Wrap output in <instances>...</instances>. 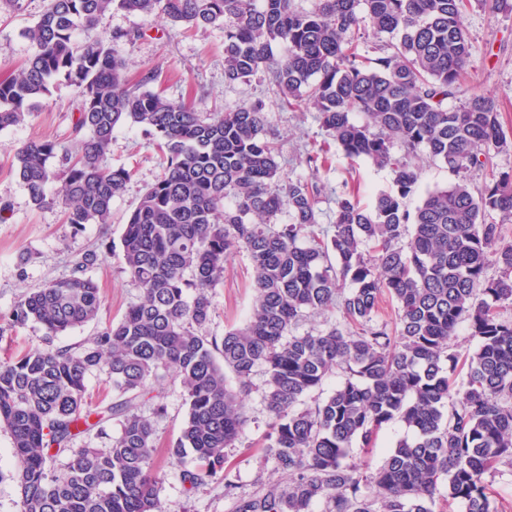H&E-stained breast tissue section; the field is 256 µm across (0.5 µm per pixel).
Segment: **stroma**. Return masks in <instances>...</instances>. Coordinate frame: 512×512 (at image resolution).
<instances>
[{
  "label": "stroma",
  "instance_id": "stroma-1",
  "mask_svg": "<svg viewBox=\"0 0 512 512\" xmlns=\"http://www.w3.org/2000/svg\"><path fill=\"white\" fill-rule=\"evenodd\" d=\"M43 8L44 0H21L17 10L0 8V78L32 54L34 46L25 31ZM463 24L473 45L472 67L459 93L448 104L458 106L475 92L495 96L500 105V121L512 139V14L491 16L472 7L465 12ZM97 30L104 34L138 32V39L117 42L114 50L127 61L129 76L157 70L154 88L169 98L189 101L200 94L204 97L203 109L223 112L261 103L268 129L280 144L279 162L284 176L313 180L324 187L318 203L319 229L328 228L336 198L347 189H354L366 204L376 192L390 187L389 170L342 155L321 129L314 109L282 108L277 88L260 76L246 82H226L223 27L188 31L153 16L114 10L100 19ZM75 118L73 89L62 83L53 86L50 95L39 101L22 125L0 131V199L11 204L8 220L0 223V313L7 312L23 291L68 276L80 252L119 242L124 217L162 171L164 160L153 141L140 129L124 126L116 131L105 159L106 165L123 167L131 173L125 193L112 204L111 224H88L77 231L64 224L61 205L35 207L11 169L15 152L24 142L38 138L70 145ZM321 148L327 151V163L316 169L308 167L307 154ZM90 275L98 283L103 299L98 316L83 327L55 337L56 346L83 344L101 327L119 320L128 306L140 298V289L131 282L117 255L107 254ZM211 295L214 312L207 326L208 335L223 336L225 330L246 322L253 309L255 290L253 267L245 252L229 258L224 278ZM252 383L245 405L246 424L235 447L226 451L237 485L231 495L216 483L187 491L181 472L194 467L193 457L174 461L166 454L187 411L180 386L166 382L159 393L141 403L140 414L153 419L156 426L155 464L162 477L160 501L164 512H233L237 496L252 493L262 485L287 484V477L259 454L270 422L263 403L264 371H256ZM20 499V486L14 477L12 437L1 428L0 512H19Z\"/></svg>",
  "mask_w": 512,
  "mask_h": 512
}]
</instances>
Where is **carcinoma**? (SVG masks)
Returning a JSON list of instances; mask_svg holds the SVG:
<instances>
[{
    "instance_id": "cac0c4a2",
    "label": "carcinoma",
    "mask_w": 512,
    "mask_h": 512,
    "mask_svg": "<svg viewBox=\"0 0 512 512\" xmlns=\"http://www.w3.org/2000/svg\"><path fill=\"white\" fill-rule=\"evenodd\" d=\"M474 4L512 11V0H313L309 10L293 0H45L27 32L33 53L0 79V131L24 123L57 82L74 88L77 117L63 168L52 166L53 139L18 148L14 172L31 203H61L76 230L111 223L130 172L102 161L127 123L153 140L165 166L120 239L124 270L141 290L121 320L77 347L53 343L99 313L100 289L87 275L99 264L96 249L0 314L11 328L44 331L43 346L0 363V426L12 437L20 512H162L156 430L137 408L168 376L187 405L168 454L197 462L183 484L191 491L220 479L234 488L224 449L241 434L260 367L271 418L262 457L288 485L241 496L234 512H312L316 501L322 512H433L442 485L466 512H494L487 477L512 467V320L499 312L512 306V242L501 244L502 225L512 223V173L472 191L508 144L499 106L473 94L448 108L471 64L461 16ZM113 8L187 28L224 25L225 80L268 75L287 106L315 108L345 157L389 169L391 189L369 204L339 196L331 234L319 236L322 188L283 180L261 106L201 112L154 90V71L131 80L112 43L135 35H86ZM367 24L398 42L367 57ZM274 43L286 46L284 58H274ZM421 152L455 181L411 212L404 199L418 184ZM285 209L291 223L277 228ZM492 213L499 222L485 221ZM240 251L255 271L256 303L243 327L217 339L205 334L210 290ZM490 263L499 274L489 278ZM343 280L352 285L346 294ZM385 294L397 304L392 329L374 320ZM336 308L355 329L292 334L306 314ZM463 324L476 341L464 355L453 350ZM338 369L345 381L298 409ZM94 371L112 381L104 406L87 401ZM114 418L120 431L109 447H72ZM395 421L408 435L375 471L347 462L354 442L374 446ZM64 453L55 474L49 463Z\"/></svg>"
}]
</instances>
